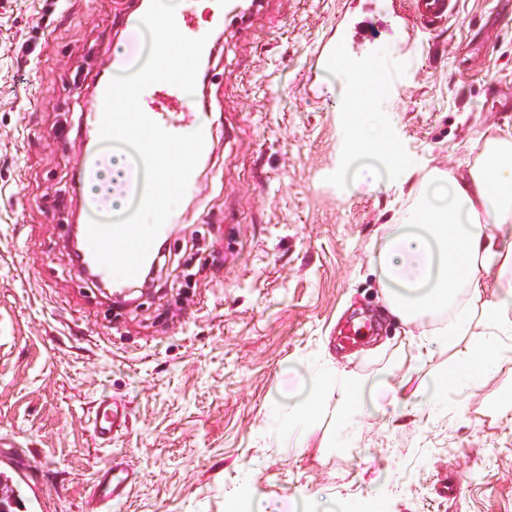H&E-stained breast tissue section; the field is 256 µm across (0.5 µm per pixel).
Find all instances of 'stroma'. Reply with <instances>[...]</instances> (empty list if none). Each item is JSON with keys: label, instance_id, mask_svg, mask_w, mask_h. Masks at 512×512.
Instances as JSON below:
<instances>
[{"label": "stroma", "instance_id": "35a3bbf8", "mask_svg": "<svg viewBox=\"0 0 512 512\" xmlns=\"http://www.w3.org/2000/svg\"><path fill=\"white\" fill-rule=\"evenodd\" d=\"M384 5L268 0L224 26L204 192L179 203L153 294L122 303L81 282L63 233L102 51L141 36L121 31L124 0H12L0 15V468L30 458L44 512H99L91 485L111 461L137 477L112 512H229L247 487L282 512H512V350L478 384L435 391L476 339L432 340L479 303L466 291L405 323L374 266L433 170L464 172L478 141L512 130V0H459L364 107L405 158L379 161L374 184L356 175L343 78L325 69L312 92L304 75L340 11L365 58L403 62L408 34ZM26 45L39 64H18ZM353 317L379 330L339 345ZM334 371L362 385L361 406L327 388L304 450L284 451L276 423ZM103 396L128 413L108 443L91 426Z\"/></svg>", "mask_w": 512, "mask_h": 512}]
</instances>
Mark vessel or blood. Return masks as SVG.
<instances>
[{
  "instance_id": "1",
  "label": "vessel or blood",
  "mask_w": 512,
  "mask_h": 512,
  "mask_svg": "<svg viewBox=\"0 0 512 512\" xmlns=\"http://www.w3.org/2000/svg\"><path fill=\"white\" fill-rule=\"evenodd\" d=\"M215 9L211 16L212 27H222L231 18L245 19V12L237 11L234 0H214ZM457 0H407V4L395 11L394 16L407 29L413 42L419 43L432 35L444 22L454 15ZM176 22L181 32L191 38L202 36L197 0H183L176 12ZM336 36L327 41L315 54L305 77L309 90H317L315 77L325 66H333L343 73L350 85V98L341 103L340 111L352 112L367 101L379 100L383 92L395 86L399 80V70L388 60L378 59L374 63L362 62L353 52V41L358 26L345 16L336 19ZM140 103L145 114L174 134L185 133L190 128H202L206 142H213L214 130L200 127L196 113L189 111L184 104V93L179 88L156 83L149 86L141 95ZM102 99H95L84 113L79 138L81 151L76 159L70 183V191L77 197L86 217L96 218L105 210L114 209L112 199L126 196L127 192L142 195L144 185L140 179V166H126L117 180L105 185L97 196H89L88 190L100 180L104 169L110 168L111 156L95 153L99 144V125L102 118ZM80 224L78 236L82 238V261L91 270V276L98 284L120 288L123 280L114 278L108 269L100 265L86 243L88 226ZM124 407L110 397L97 401L91 420L93 431L98 440L106 442L112 439L121 426ZM135 477L121 465H114L99 471L92 484V498L100 505L127 498L132 490Z\"/></svg>"
}]
</instances>
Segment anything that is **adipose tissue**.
<instances>
[{
  "label": "adipose tissue",
  "mask_w": 512,
  "mask_h": 512,
  "mask_svg": "<svg viewBox=\"0 0 512 512\" xmlns=\"http://www.w3.org/2000/svg\"><path fill=\"white\" fill-rule=\"evenodd\" d=\"M478 147V158L465 173H433V180L447 183L448 202L436 206L418 199L412 219L426 225V233L409 234L394 225L378 256L392 309L406 321L452 305L464 289L480 291L478 270L496 269L498 296L483 302L480 311L460 310L436 340L440 346L457 344L471 335L475 322L486 326L478 349L462 353L438 377L444 388L478 382L512 343V134L485 139ZM314 385L315 393L281 428L285 446L297 452L304 447L320 390L339 386L350 402L358 392L357 383L339 373L316 375Z\"/></svg>",
  "instance_id": "obj_1"
}]
</instances>
